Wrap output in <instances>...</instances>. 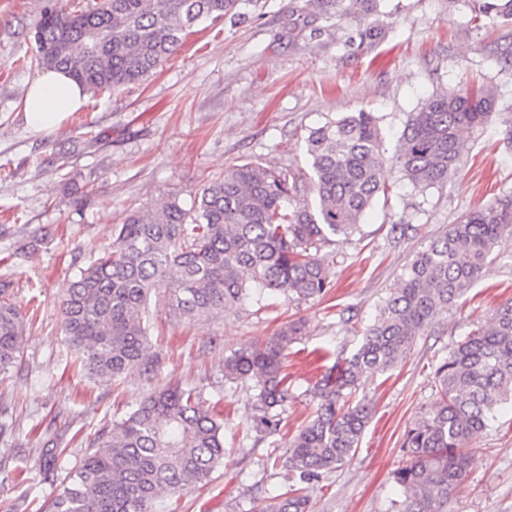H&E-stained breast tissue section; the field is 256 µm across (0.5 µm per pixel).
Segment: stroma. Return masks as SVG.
Returning <instances> with one entry per match:
<instances>
[{
	"mask_svg": "<svg viewBox=\"0 0 512 512\" xmlns=\"http://www.w3.org/2000/svg\"><path fill=\"white\" fill-rule=\"evenodd\" d=\"M63 0H0V283L25 314L21 357L0 380V512H46L67 472L114 420L166 383L195 390L224 420L225 457L210 482L158 502L157 512H255L296 474L283 457L316 410L314 384L360 345L382 301L431 235L469 210L512 194V28H471L469 12L448 0H382L385 30L361 40L368 21L313 12L304 0H258L239 15L191 26L176 54L146 81L112 93H87L81 110L57 128L28 127L23 98L40 69L31 65V30ZM484 75L499 90L487 124L464 141L448 181L414 186L387 170V192L358 231L336 237L321 255L331 288L317 299L267 293L223 315L185 323L164 302L147 319L154 375L102 382L79 373L65 339L60 302L79 269L112 245V227L135 208L170 195L191 204L204 185L252 161L296 182L291 205L314 203L306 138L351 112L379 116L394 152L411 112L436 91ZM99 142H91L94 134ZM395 224L411 232L392 233ZM512 300V235L501 238L456 307L415 336L406 357L375 375L356 397L372 418L344 466L316 484L312 512H388L393 480L407 456L403 434L437 398L439 360ZM300 323L288 348L292 397L280 427H257L254 392L224 376L238 348ZM59 442L56 469L39 466L46 441ZM448 512H512V409L477 441L466 489Z\"/></svg>",
	"mask_w": 512,
	"mask_h": 512,
	"instance_id": "1",
	"label": "stroma"
}]
</instances>
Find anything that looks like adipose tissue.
Masks as SVG:
<instances>
[{
    "mask_svg": "<svg viewBox=\"0 0 512 512\" xmlns=\"http://www.w3.org/2000/svg\"><path fill=\"white\" fill-rule=\"evenodd\" d=\"M85 93L71 76L54 69L37 76L24 99L27 124L36 131L53 129L82 108Z\"/></svg>",
    "mask_w": 512,
    "mask_h": 512,
    "instance_id": "obj_1",
    "label": "adipose tissue"
}]
</instances>
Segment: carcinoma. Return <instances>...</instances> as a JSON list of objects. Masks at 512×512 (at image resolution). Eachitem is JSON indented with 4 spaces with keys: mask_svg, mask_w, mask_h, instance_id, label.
Masks as SVG:
<instances>
[{
    "mask_svg": "<svg viewBox=\"0 0 512 512\" xmlns=\"http://www.w3.org/2000/svg\"><path fill=\"white\" fill-rule=\"evenodd\" d=\"M241 0H100L97 6H52L32 33L39 66L64 70L94 91L140 83L180 47L187 28L235 13ZM378 0H309L326 14ZM469 9L475 28L512 26V0H448ZM497 93L483 79L428 96L411 113L395 154L382 145L379 118L360 110L311 131L315 206L288 210L296 184L259 164L243 163L205 186L190 208L173 196L159 210L133 209L115 225L112 248L79 270L61 301L65 336L90 377L110 381L153 372L146 313L164 293L184 321L242 304L253 290L314 299L329 288L321 248L355 232L377 194L383 167L415 186L442 184L455 171L461 144L495 110ZM512 234V196L469 212L431 239L407 266L366 328L358 350L325 372L317 409L289 441L285 464L298 482L259 512H311L309 489L346 464L359 447L371 408L353 396L375 374L393 368L414 337L448 313L477 279L504 233ZM290 325L224 358V374L256 391L263 431H277L291 396L285 369ZM23 321L0 290V378L20 356ZM437 401L405 431L408 460L394 473L393 512H448L466 479L471 445L512 402V302L457 342L434 369ZM48 512H154L159 498L204 486L224 460V425L191 389L167 386L145 397L93 440Z\"/></svg>",
    "mask_w": 512,
    "mask_h": 512,
    "instance_id": "obj_1",
    "label": "carcinoma"
}]
</instances>
